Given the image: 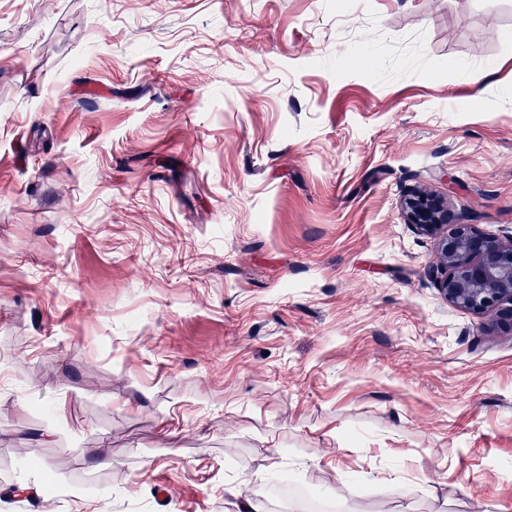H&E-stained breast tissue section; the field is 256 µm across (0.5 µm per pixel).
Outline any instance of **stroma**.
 I'll list each match as a JSON object with an SVG mask.
<instances>
[{
    "mask_svg": "<svg viewBox=\"0 0 512 512\" xmlns=\"http://www.w3.org/2000/svg\"><path fill=\"white\" fill-rule=\"evenodd\" d=\"M414 189L512 243V0H0V512H512Z\"/></svg>",
    "mask_w": 512,
    "mask_h": 512,
    "instance_id": "1",
    "label": "stroma"
}]
</instances>
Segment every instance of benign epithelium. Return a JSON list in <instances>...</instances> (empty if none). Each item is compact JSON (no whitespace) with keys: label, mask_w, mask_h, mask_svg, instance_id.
Here are the masks:
<instances>
[{"label":"benign epithelium","mask_w":512,"mask_h":512,"mask_svg":"<svg viewBox=\"0 0 512 512\" xmlns=\"http://www.w3.org/2000/svg\"><path fill=\"white\" fill-rule=\"evenodd\" d=\"M407 223L437 237L436 287L451 304L481 313L495 310L512 327V244L462 223L448 210V201L414 192L404 198Z\"/></svg>","instance_id":"7a95c632"}]
</instances>
